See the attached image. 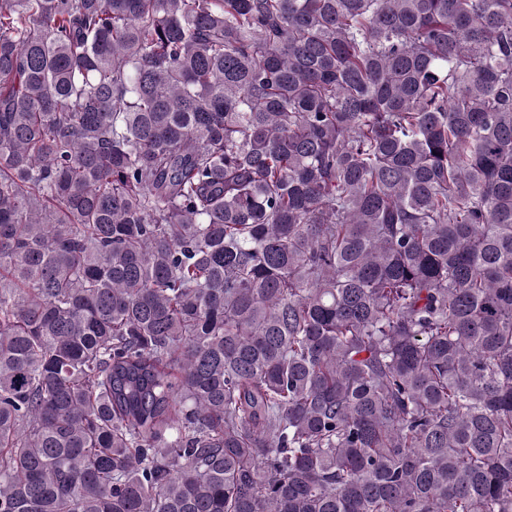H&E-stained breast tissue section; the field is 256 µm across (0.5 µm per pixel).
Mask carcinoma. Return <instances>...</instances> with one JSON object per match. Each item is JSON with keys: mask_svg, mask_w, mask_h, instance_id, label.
Returning <instances> with one entry per match:
<instances>
[{"mask_svg": "<svg viewBox=\"0 0 512 512\" xmlns=\"http://www.w3.org/2000/svg\"><path fill=\"white\" fill-rule=\"evenodd\" d=\"M0 512H512V0H0Z\"/></svg>", "mask_w": 512, "mask_h": 512, "instance_id": "cac0c4a2", "label": "carcinoma"}]
</instances>
